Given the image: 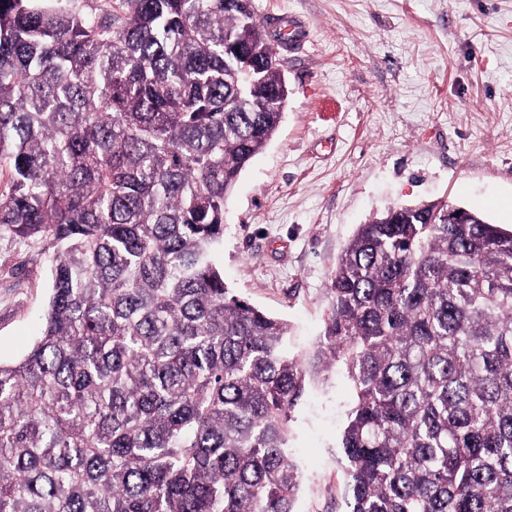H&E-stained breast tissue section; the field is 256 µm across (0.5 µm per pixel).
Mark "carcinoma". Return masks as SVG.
Instances as JSON below:
<instances>
[{
	"instance_id": "carcinoma-1",
	"label": "carcinoma",
	"mask_w": 512,
	"mask_h": 512,
	"mask_svg": "<svg viewBox=\"0 0 512 512\" xmlns=\"http://www.w3.org/2000/svg\"><path fill=\"white\" fill-rule=\"evenodd\" d=\"M252 0H0V229L51 259L0 364V512H294L308 376L340 363L344 512H512V229L441 201L359 225L318 353L227 287L224 212L276 134Z\"/></svg>"
}]
</instances>
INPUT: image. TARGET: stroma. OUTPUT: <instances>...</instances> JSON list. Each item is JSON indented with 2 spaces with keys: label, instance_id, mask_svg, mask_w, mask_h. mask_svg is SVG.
Returning a JSON list of instances; mask_svg holds the SVG:
<instances>
[{
  "label": "stroma",
  "instance_id": "1",
  "mask_svg": "<svg viewBox=\"0 0 512 512\" xmlns=\"http://www.w3.org/2000/svg\"><path fill=\"white\" fill-rule=\"evenodd\" d=\"M293 21L280 128L227 201L224 280L317 349L329 279L359 224L442 200L512 227V0H253ZM51 294L40 239L0 233V361L39 334ZM343 369L312 381L288 442L304 475L297 512H341Z\"/></svg>",
  "mask_w": 512,
  "mask_h": 512
}]
</instances>
